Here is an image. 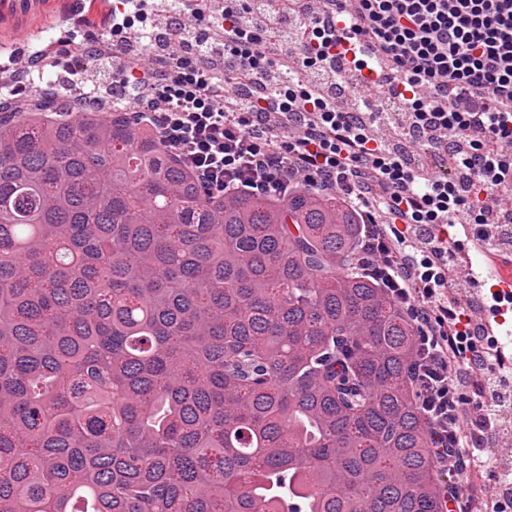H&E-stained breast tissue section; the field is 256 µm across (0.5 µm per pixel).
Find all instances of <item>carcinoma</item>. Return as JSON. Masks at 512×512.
I'll list each match as a JSON object with an SVG mask.
<instances>
[{"mask_svg":"<svg viewBox=\"0 0 512 512\" xmlns=\"http://www.w3.org/2000/svg\"><path fill=\"white\" fill-rule=\"evenodd\" d=\"M335 194L207 193L124 109L0 117V512H442L417 330Z\"/></svg>","mask_w":512,"mask_h":512,"instance_id":"carcinoma-1","label":"carcinoma"}]
</instances>
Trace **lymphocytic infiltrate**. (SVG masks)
Instances as JSON below:
<instances>
[{"mask_svg":"<svg viewBox=\"0 0 512 512\" xmlns=\"http://www.w3.org/2000/svg\"><path fill=\"white\" fill-rule=\"evenodd\" d=\"M263 0H224L214 21L224 29V65L215 45L199 44L151 72L137 65L118 78V102L160 138L197 181L222 193L287 198L306 185L341 195L365 224L386 213L395 242L428 233L421 259L398 262L390 244L372 237L366 267L415 323L425 400L439 430L456 438L436 450L439 467L458 475L488 468L485 437L502 403L489 395L471 403L461 385L467 371L487 384L512 378V352L478 335L465 310L449 304L448 253L460 212L475 235L487 237L507 215L512 191V0H327L305 11L292 31L302 65L318 68L350 55L375 86L396 83L414 131L441 134L454 147L458 177L425 179L374 138L359 113L337 107L313 83L289 75L257 96L239 95L236 65L263 74L278 66L264 49ZM237 97L225 111L220 99ZM288 131L268 136L269 113Z\"/></svg>","mask_w":512,"mask_h":512,"instance_id":"f902f5d3","label":"lymphocytic infiltrate"}]
</instances>
